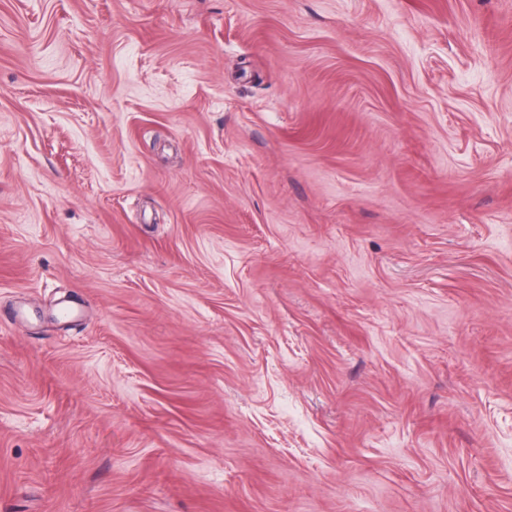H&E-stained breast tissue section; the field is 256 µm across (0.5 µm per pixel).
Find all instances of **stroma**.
Returning a JSON list of instances; mask_svg holds the SVG:
<instances>
[{
  "mask_svg": "<svg viewBox=\"0 0 512 512\" xmlns=\"http://www.w3.org/2000/svg\"><path fill=\"white\" fill-rule=\"evenodd\" d=\"M0 512H512V0H0Z\"/></svg>",
  "mask_w": 512,
  "mask_h": 512,
  "instance_id": "obj_1",
  "label": "stroma"
}]
</instances>
